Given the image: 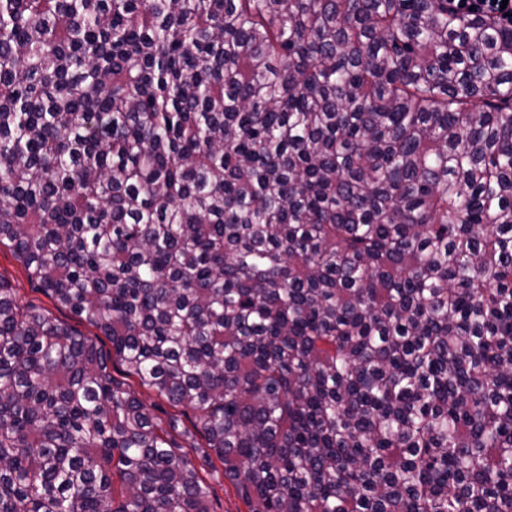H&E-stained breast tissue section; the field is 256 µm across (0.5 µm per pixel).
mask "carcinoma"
I'll return each instance as SVG.
<instances>
[{
  "label": "carcinoma",
  "mask_w": 512,
  "mask_h": 512,
  "mask_svg": "<svg viewBox=\"0 0 512 512\" xmlns=\"http://www.w3.org/2000/svg\"><path fill=\"white\" fill-rule=\"evenodd\" d=\"M5 240L0 512H512V29L0 0ZM0 279L8 284L16 299L23 305L36 306L48 310L59 320L70 325L76 332L95 339L97 331L85 321L66 310H57L52 301L37 287L27 270L17 260L12 246L5 241L0 245ZM128 383L132 386V388L137 393L138 397L142 399L148 406L157 405V409H152V413L157 415L159 419L162 421H166L169 413H174L177 410V413L180 412L182 408L174 409L170 407L165 400L158 397L154 392L147 390L145 388L140 387L134 378L129 377L127 380ZM205 471L201 474L207 478L210 484L209 508L210 512H248V507L238 496L234 486L224 480L222 475L218 479L213 477L211 465L204 466Z\"/></svg>",
  "instance_id": "cac0c4a2"
}]
</instances>
